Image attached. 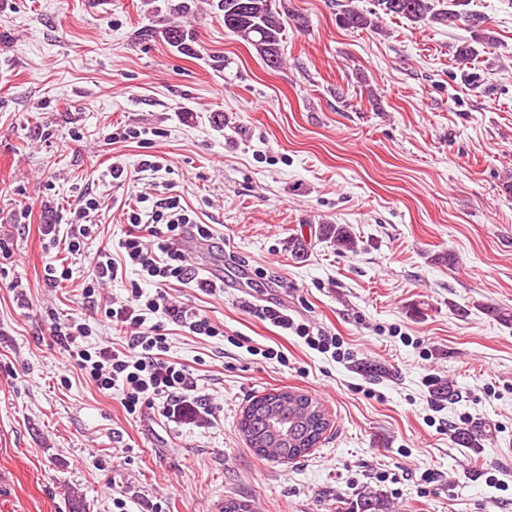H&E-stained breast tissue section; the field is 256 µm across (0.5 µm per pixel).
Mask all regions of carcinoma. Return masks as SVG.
<instances>
[{"instance_id":"obj_1","label":"carcinoma","mask_w":512,"mask_h":512,"mask_svg":"<svg viewBox=\"0 0 512 512\" xmlns=\"http://www.w3.org/2000/svg\"><path fill=\"white\" fill-rule=\"evenodd\" d=\"M470 0H448V8L435 9V0H378L382 13L412 23L455 25L462 23L473 34L469 43L457 48L456 62L472 64L479 48L494 44L484 27V17L468 9ZM224 29L255 48L264 64L278 69L283 64L282 42L286 28H300L304 18L296 11H280L273 0H217ZM336 24L344 29L378 30L380 15L359 9L345 0L336 13ZM324 235L344 250L355 248V238L340 224H325ZM330 425L323 405L299 390L273 389L254 397L246 407L240 430L256 455L269 459H297L320 442Z\"/></svg>"}]
</instances>
